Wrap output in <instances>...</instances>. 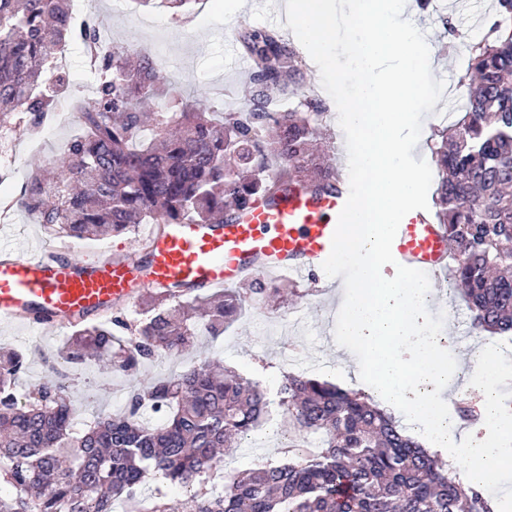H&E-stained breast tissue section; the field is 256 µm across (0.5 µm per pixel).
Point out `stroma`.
Listing matches in <instances>:
<instances>
[{"instance_id":"stroma-1","label":"stroma","mask_w":512,"mask_h":512,"mask_svg":"<svg viewBox=\"0 0 512 512\" xmlns=\"http://www.w3.org/2000/svg\"><path fill=\"white\" fill-rule=\"evenodd\" d=\"M225 0H199L194 9L173 15L162 9H134L130 0L115 6L114 0H101L99 14L114 42L148 54L170 77L182 98L208 95L215 106L242 108L241 91L249 76L248 63L242 62L239 51L224 44L226 30L249 26L255 29L275 28L283 35L286 46L308 42L306 33L285 22V0H244L232 14H225ZM435 10L414 12L413 18L427 29L433 40L435 67L428 80L440 93L435 103L419 112L420 121L408 145L409 159L415 166L427 169L428 179L419 187L414 201L426 207L438 182V172L428 147L434 128L448 125L457 115L462 101L461 83L467 69L469 42L479 40L496 18L495 0H434ZM453 17L462 35L454 50H446L448 36L443 27L446 17ZM319 80L321 99L329 112L323 121L327 144L331 150L340 147L336 139L335 100L331 87L336 72L324 69L315 55H308L303 64L299 84L309 88L311 80ZM80 126L77 114L55 113L41 132L34 136L21 127L0 128V171L8 177L0 182V210L9 209L6 221L0 222V248L13 250L21 256L31 255L50 244L42 225L26 212L10 208L31 172L37 167L59 161L66 143ZM147 225L139 224L130 233L90 243H70L68 255L83 262L96 258L101 246H111L114 254L138 259V246L145 238ZM335 270L326 274L293 281L299 297L287 302L278 312L248 308L246 313L228 327L224 334L198 336L196 351L209 352L224 364L256 377L268 395H275L284 373H307L335 382L346 389L372 390L371 378L355 379L336 353V300L330 284ZM436 297L431 308L433 327L444 328L455 323L457 334L445 346L449 367H458L465 359L471 343H478L490 363H506L512 369V338L486 336L471 330L469 311L460 296L449 295L447 281L435 285ZM70 338L69 333L44 326H0V346L26 352L27 370L17 383L18 394L24 395L40 381L49 379V365L56 351ZM193 360L192 355L163 359L145 364L136 372H107L94 364L68 370L71 392L80 402L78 425L92 422L98 415L120 413L126 405L127 393L141 377L156 378L179 372ZM281 439L263 432L254 445L240 448L224 458L228 470L252 467L258 459L279 460Z\"/></svg>"}]
</instances>
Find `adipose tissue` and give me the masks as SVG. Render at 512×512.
<instances>
[{
  "label": "adipose tissue",
  "instance_id": "adipose-tissue-1",
  "mask_svg": "<svg viewBox=\"0 0 512 512\" xmlns=\"http://www.w3.org/2000/svg\"><path fill=\"white\" fill-rule=\"evenodd\" d=\"M409 4L355 0L340 67L330 0L287 5L294 28L312 31L314 53L336 67V110L351 134L348 174L362 185L355 219L337 251L338 263L355 272L341 300L337 333L370 354L381 408L422 427L429 451L445 456L464 482L499 488L512 482V421L494 410L491 394L512 381V372L488 371L471 380L460 393L469 402V418L449 417L443 393L455 379L448 374L443 339L428 322L432 288L413 274H373L389 225L427 177L405 162L404 135L416 126L413 106L434 99L422 78L431 60L420 49L418 27L407 19Z\"/></svg>",
  "mask_w": 512,
  "mask_h": 512
}]
</instances>
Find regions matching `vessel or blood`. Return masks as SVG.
Returning <instances> with one entry per match:
<instances>
[{
    "instance_id": "vessel-or-blood-1",
    "label": "vessel or blood",
    "mask_w": 512,
    "mask_h": 512,
    "mask_svg": "<svg viewBox=\"0 0 512 512\" xmlns=\"http://www.w3.org/2000/svg\"><path fill=\"white\" fill-rule=\"evenodd\" d=\"M354 210L349 194L295 190L275 202H255L224 224H169L151 230L137 262L112 258L74 264L59 249L18 257L0 251V323L71 327L136 300L147 288L212 290L265 274L306 277L328 268ZM387 273L416 272L431 281L452 252L444 225L408 206L385 241Z\"/></svg>"
}]
</instances>
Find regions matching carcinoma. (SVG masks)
<instances>
[{"mask_svg":"<svg viewBox=\"0 0 512 512\" xmlns=\"http://www.w3.org/2000/svg\"><path fill=\"white\" fill-rule=\"evenodd\" d=\"M70 0H0V127L35 130L61 105L65 82L47 73L58 50L81 42L100 62L80 131L53 171L38 170L19 207L50 237L78 242L118 236L137 224H222L257 199L292 188L345 190L323 137L326 107L299 94L301 57L275 31L244 26L251 60L243 109L217 110L176 95L145 54L102 47V23L71 25ZM185 10L199 0H134ZM469 48L460 116L435 133L439 180L434 219L456 256L449 281L471 312L472 329L512 335V0ZM301 96L287 112L279 96ZM167 100L164 110L147 106ZM282 166L266 173L267 161ZM285 288L262 277L208 295H149L129 325L87 327L58 353V365L102 360L116 371L179 358L198 336L224 333L250 301L275 304ZM27 360L0 349V512H499L485 491L444 467L372 395L300 373L284 375L277 401L259 381L202 358L162 379L146 377L125 410L74 429L79 406L65 375L16 395ZM295 438L281 460L224 471L233 452L264 430L271 405ZM162 419L144 423L145 412Z\"/></svg>","mask_w":512,"mask_h":512,"instance_id":"carcinoma-1","label":"carcinoma"}]
</instances>
